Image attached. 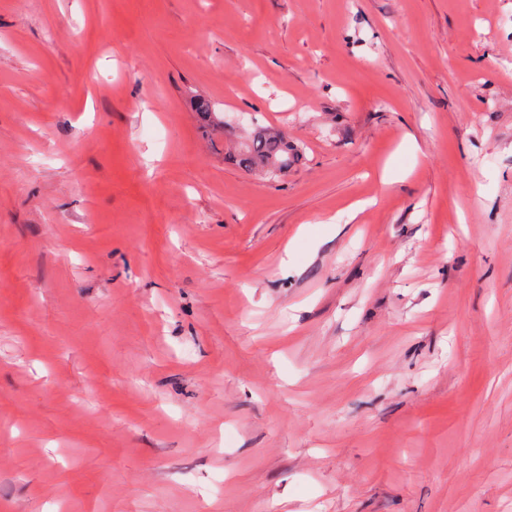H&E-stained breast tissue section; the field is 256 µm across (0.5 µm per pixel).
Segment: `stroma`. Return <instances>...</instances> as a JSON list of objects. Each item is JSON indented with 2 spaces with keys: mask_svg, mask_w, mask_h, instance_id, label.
<instances>
[{
  "mask_svg": "<svg viewBox=\"0 0 512 512\" xmlns=\"http://www.w3.org/2000/svg\"><path fill=\"white\" fill-rule=\"evenodd\" d=\"M0 512H512V0H0ZM300 157L297 144L285 137L264 129L249 136L241 143L237 159L245 168H260L273 176L288 170Z\"/></svg>",
  "mask_w": 512,
  "mask_h": 512,
  "instance_id": "1",
  "label": "stroma"
}]
</instances>
